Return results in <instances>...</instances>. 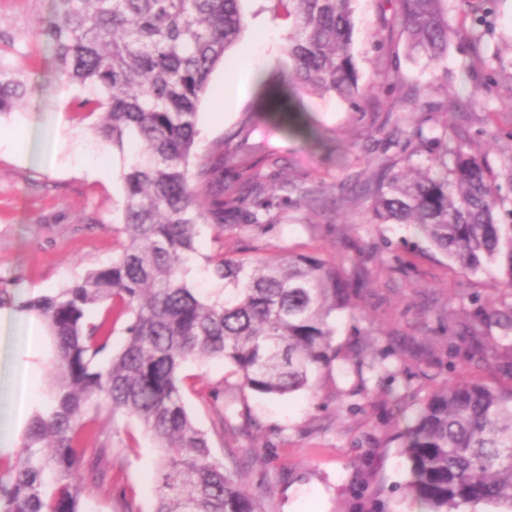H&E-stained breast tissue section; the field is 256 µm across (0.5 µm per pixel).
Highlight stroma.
Listing matches in <instances>:
<instances>
[{
    "mask_svg": "<svg viewBox=\"0 0 512 512\" xmlns=\"http://www.w3.org/2000/svg\"><path fill=\"white\" fill-rule=\"evenodd\" d=\"M58 0H0V58L31 89L0 117L25 128L26 161L0 154V286L21 298L55 293L111 260L120 236L123 158L93 135L73 106L83 92L58 75L51 43L37 33ZM246 26L217 66L199 104L196 151L224 150L223 227H208L185 268L189 285L221 295L209 256L257 258L312 251L336 262L353 288L336 315L337 358L309 391L266 397L240 389L231 365L196 358L184 369L188 410L220 458H235L238 481L263 512H420L407 496L408 463L398 436L433 387L473 377L507 387L512 364L478 363L459 331L488 296L492 279L435 251L409 224L374 220L369 185L389 171L415 127L438 132L446 92L464 102L456 119L468 148L484 157L499 194L512 202V0H497L481 49L459 38L436 67L410 54L394 0H354L350 47L359 94H283L289 70L286 0H242ZM278 38L237 109L213 121L226 71L246 61L263 30ZM98 162L91 177L67 154L53 155L58 120ZM315 131L307 137L296 123ZM261 212L254 228L247 214ZM225 418L223 434L212 431ZM94 432L111 436L112 489L88 493L90 512H114L126 494L152 512L158 450L131 420L100 413Z\"/></svg>",
    "mask_w": 512,
    "mask_h": 512,
    "instance_id": "stroma-1",
    "label": "stroma"
}]
</instances>
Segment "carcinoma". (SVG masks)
I'll use <instances>...</instances> for the list:
<instances>
[{"mask_svg":"<svg viewBox=\"0 0 512 512\" xmlns=\"http://www.w3.org/2000/svg\"><path fill=\"white\" fill-rule=\"evenodd\" d=\"M354 0H288L286 83L345 97L358 93L350 45ZM444 0H396L411 51L436 66L455 36L474 45L493 0H465L473 23L448 28ZM39 30L55 63L87 96L75 110L101 119L98 139L125 154L123 222L129 245L112 261L52 295L17 309L43 318L58 372L53 404L33 417L14 461L0 466V512H87L86 489L112 487V447L87 459L78 443L107 408L135 419L162 451L153 512H262L235 470L211 452L189 415L182 369L196 357L233 366L240 386L285 396L312 387L336 360V312L352 289L336 263L308 252L211 259L224 281L214 297L184 280L203 226H224V149L195 163L197 107L213 69L244 30L240 0H61ZM28 91L0 61V115ZM459 96L446 94L442 132L417 126L403 161L426 157L421 177L389 172L375 183L379 224H413L462 270L499 272L492 291L512 295V209L504 206L480 155L448 146ZM126 340L112 351L113 321ZM496 326L507 341L485 364L512 357V303L491 299L465 327L479 343ZM409 465L406 490L422 512L493 503L512 512V388L450 380L419 402L399 436Z\"/></svg>","mask_w":512,"mask_h":512,"instance_id":"cac0c4a2","label":"carcinoma"}]
</instances>
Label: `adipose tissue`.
Segmentation results:
<instances>
[{
    "label": "adipose tissue",
    "mask_w": 512,
    "mask_h": 512,
    "mask_svg": "<svg viewBox=\"0 0 512 512\" xmlns=\"http://www.w3.org/2000/svg\"><path fill=\"white\" fill-rule=\"evenodd\" d=\"M0 325L26 330L15 338L14 364L7 371V381L0 384V454H9L34 405L32 373L41 354L44 328L35 317L8 309H0Z\"/></svg>",
    "instance_id": "obj_1"
}]
</instances>
